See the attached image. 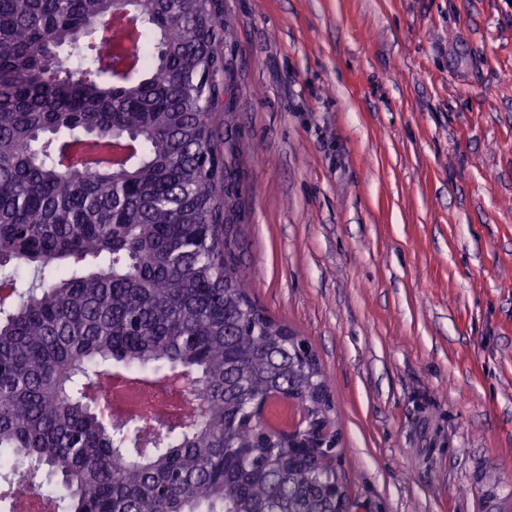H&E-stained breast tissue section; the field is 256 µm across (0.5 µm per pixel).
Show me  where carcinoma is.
Masks as SVG:
<instances>
[{
	"mask_svg": "<svg viewBox=\"0 0 512 512\" xmlns=\"http://www.w3.org/2000/svg\"><path fill=\"white\" fill-rule=\"evenodd\" d=\"M126 14L129 67L95 25ZM222 0H0V456L58 479L51 512H336L338 448H290L255 407L335 421L318 362L248 294L212 109ZM40 276L19 289L18 269ZM189 375L203 410L102 424L105 363Z\"/></svg>",
	"mask_w": 512,
	"mask_h": 512,
	"instance_id": "cac0c4a2",
	"label": "carcinoma"
}]
</instances>
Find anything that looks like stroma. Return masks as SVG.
I'll return each instance as SVG.
<instances>
[{"label":"stroma","instance_id":"35a3bbf8","mask_svg":"<svg viewBox=\"0 0 512 512\" xmlns=\"http://www.w3.org/2000/svg\"><path fill=\"white\" fill-rule=\"evenodd\" d=\"M251 295L365 512H512V0H224Z\"/></svg>","mask_w":512,"mask_h":512}]
</instances>
